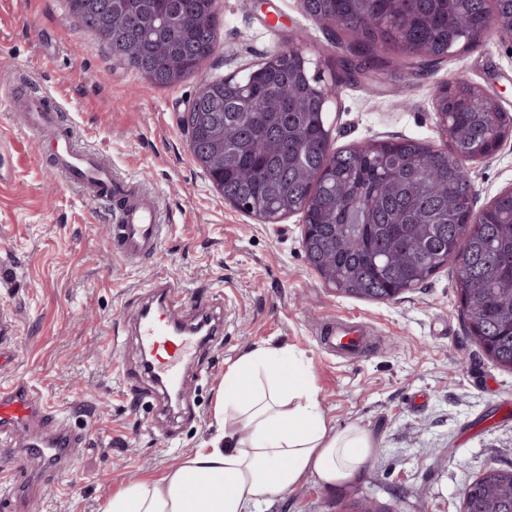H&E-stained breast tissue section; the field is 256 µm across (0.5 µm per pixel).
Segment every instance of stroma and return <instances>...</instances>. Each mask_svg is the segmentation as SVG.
Returning <instances> with one entry per match:
<instances>
[{
	"mask_svg": "<svg viewBox=\"0 0 512 512\" xmlns=\"http://www.w3.org/2000/svg\"><path fill=\"white\" fill-rule=\"evenodd\" d=\"M221 42L178 84L156 86L113 59L67 0H0V311L17 321L18 356L0 375L28 381L87 435L60 474L33 463L36 512H102L128 483L161 477L216 432L224 373L262 343L289 347L311 372L330 426L367 430L375 448L356 480L333 488L308 477L256 512H463L465 486L512 467V369L466 333L455 265L389 301L340 295L301 246L300 215L263 224L228 203L190 153L182 119L208 81L237 73L298 41L322 71L336 66V30L299 0H218ZM482 86L512 114V43L490 36L431 65L382 82L344 84L329 114L335 148L369 140L441 141L436 85ZM43 95L77 145L114 173L144 181L172 219L157 255L136 265L112 252L104 210L41 161L13 99ZM478 205L512 187V139L470 171ZM224 306V336L186 366L189 413L152 408L135 320L155 279ZM372 329L367 356L326 353L321 325Z\"/></svg>",
	"mask_w": 512,
	"mask_h": 512,
	"instance_id": "stroma-1",
	"label": "stroma"
}]
</instances>
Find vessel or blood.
<instances>
[{"mask_svg":"<svg viewBox=\"0 0 512 512\" xmlns=\"http://www.w3.org/2000/svg\"><path fill=\"white\" fill-rule=\"evenodd\" d=\"M18 104L25 111L31 132L48 146L56 171L77 183L93 204L109 210L113 252L128 264L153 257L165 229L155 196L138 182L116 179L111 167L97 154L77 148L71 132L62 129L55 114L44 111L41 102L22 98ZM157 288V304L143 310L138 334L148 371L158 384L154 398L164 402L170 389L182 386L181 363L199 340L177 332L172 322L174 310L189 303V296L164 279ZM319 336L327 351L355 354L364 348L369 331L353 322H335L323 325ZM35 422L56 436L55 441L40 443L38 451L42 455L53 458L59 448L86 445L85 435L74 430L48 403L35 398L24 379L0 383V443L12 440L14 431ZM27 472L25 456L0 452L1 486L13 490L24 487Z\"/></svg>","mask_w":512,"mask_h":512,"instance_id":"obj_1","label":"vessel or blood"}]
</instances>
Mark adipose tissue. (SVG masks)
<instances>
[{"instance_id": "obj_1", "label": "adipose tissue", "mask_w": 512, "mask_h": 512, "mask_svg": "<svg viewBox=\"0 0 512 512\" xmlns=\"http://www.w3.org/2000/svg\"><path fill=\"white\" fill-rule=\"evenodd\" d=\"M214 418L210 447L114 493L103 512H251L309 476L353 481L374 448L365 429L328 425L309 374L280 346L254 347L225 371Z\"/></svg>"}]
</instances>
